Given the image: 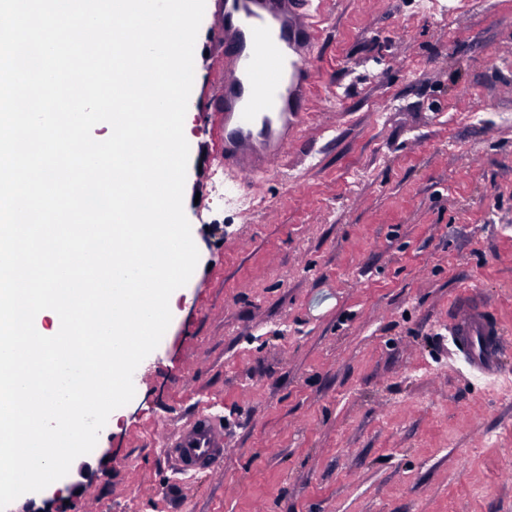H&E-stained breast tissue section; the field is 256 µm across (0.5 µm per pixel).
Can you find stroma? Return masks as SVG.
I'll return each instance as SVG.
<instances>
[{"label":"stroma","mask_w":512,"mask_h":512,"mask_svg":"<svg viewBox=\"0 0 512 512\" xmlns=\"http://www.w3.org/2000/svg\"><path fill=\"white\" fill-rule=\"evenodd\" d=\"M218 0L195 43L183 207L199 261L135 396L65 480L5 512H512V347L453 351L476 290L512 334V0H329L319 91L237 204ZM224 227L223 235L212 231ZM206 412L217 473L161 437Z\"/></svg>","instance_id":"obj_1"}]
</instances>
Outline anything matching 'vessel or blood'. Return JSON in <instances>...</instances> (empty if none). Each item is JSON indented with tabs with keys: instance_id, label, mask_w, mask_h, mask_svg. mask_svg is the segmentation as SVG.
Masks as SVG:
<instances>
[{
	"instance_id": "b4317fda",
	"label": "vessel or blood",
	"mask_w": 512,
	"mask_h": 512,
	"mask_svg": "<svg viewBox=\"0 0 512 512\" xmlns=\"http://www.w3.org/2000/svg\"><path fill=\"white\" fill-rule=\"evenodd\" d=\"M224 166L256 177L273 170L305 122L316 87L313 65L323 0H221ZM467 370L486 383L502 374L508 340L488 305L461 303L450 331ZM181 474L224 458V430L206 414L166 439Z\"/></svg>"
}]
</instances>
